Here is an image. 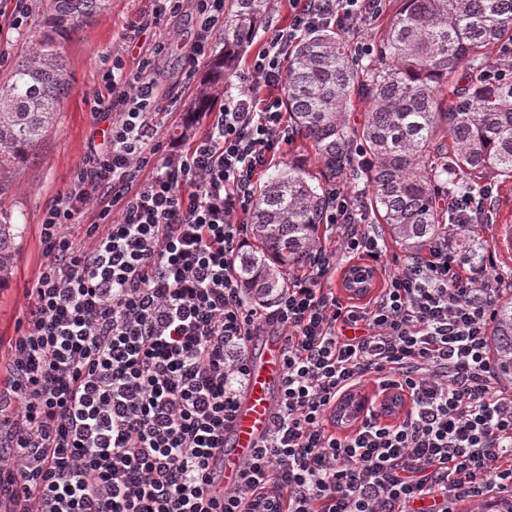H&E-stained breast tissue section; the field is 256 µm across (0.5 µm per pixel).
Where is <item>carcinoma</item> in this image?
Wrapping results in <instances>:
<instances>
[{
    "label": "carcinoma",
    "instance_id": "carcinoma-1",
    "mask_svg": "<svg viewBox=\"0 0 512 512\" xmlns=\"http://www.w3.org/2000/svg\"><path fill=\"white\" fill-rule=\"evenodd\" d=\"M109 0H52L46 31L26 61L0 86V175L17 170L54 125L66 86L59 46L107 9ZM270 0H233L224 18V46L210 60L186 108L204 112L218 96L263 25ZM512 43V0H401L360 64L348 41L319 27L293 47L284 101L292 125L314 151L285 162L259 184L247 223L253 236L239 254L238 278L250 299H274L287 272L319 241L327 189L361 168L350 146L361 145L367 205L390 240L413 253L446 231L468 261L482 241L471 225H445L437 197L444 184L463 186L476 174L512 179V80L459 84L502 43ZM369 103L362 122L344 116ZM20 225L0 210V287L12 278ZM496 372L512 383V300H501L490 335Z\"/></svg>",
    "mask_w": 512,
    "mask_h": 512
}]
</instances>
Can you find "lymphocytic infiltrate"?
<instances>
[{"mask_svg":"<svg viewBox=\"0 0 512 512\" xmlns=\"http://www.w3.org/2000/svg\"><path fill=\"white\" fill-rule=\"evenodd\" d=\"M199 27L185 79L224 28L226 0H194ZM386 0H288L289 20L247 62L236 94L191 117L199 131L163 141L153 116L174 112L150 74L167 43L101 73L94 112L112 113L102 142L45 208L48 257L11 344L12 391L0 407V512H454L512 496V386L489 333L512 272L486 243L479 263L448 236L405 256L369 304L343 302L340 264H381L387 246L359 191L329 190L300 273L266 306L245 297L236 259L258 179L295 140L283 96L286 62L315 26L344 33ZM146 181H139V174ZM456 224H486L493 189L449 192ZM86 242L69 234L88 209ZM285 340L281 401L239 485L215 491L213 463L248 383L247 348L266 330ZM374 380L409 407L397 422L367 410L351 432L329 412Z\"/></svg>","mask_w":512,"mask_h":512,"instance_id":"lymphocytic-infiltrate-1","label":"lymphocytic infiltrate"}]
</instances>
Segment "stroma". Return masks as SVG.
Wrapping results in <instances>:
<instances>
[{
  "instance_id": "obj_1",
  "label": "stroma",
  "mask_w": 512,
  "mask_h": 512,
  "mask_svg": "<svg viewBox=\"0 0 512 512\" xmlns=\"http://www.w3.org/2000/svg\"><path fill=\"white\" fill-rule=\"evenodd\" d=\"M29 16L23 32L4 62L0 63V83L6 82L13 66L28 57L44 31L49 0H28ZM153 0H112L108 12L96 17L70 39L60 52L66 68L68 92L60 104L58 119L35 147L25 166L0 189V208L7 210L22 227L16 242V261L8 286L0 288V403L15 404L11 391L10 346L25 325L30 308L28 288L37 280L47 261L40 242V222L46 206L69 184L73 171L99 140L95 133L99 118L87 100L97 89L100 71L114 56L125 55L120 39L123 28L142 26L141 39L153 43L171 34L181 36V47L160 59L151 77L160 97L181 93L185 44L196 32V13L186 0L182 14L173 21L153 23Z\"/></svg>"
}]
</instances>
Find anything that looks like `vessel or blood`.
Wrapping results in <instances>:
<instances>
[{
  "mask_svg": "<svg viewBox=\"0 0 512 512\" xmlns=\"http://www.w3.org/2000/svg\"><path fill=\"white\" fill-rule=\"evenodd\" d=\"M500 213L502 220L495 244L499 253L508 258L512 256V194L502 193ZM381 282L380 269L360 260L346 263L337 277L342 298L356 304L373 299ZM283 358V336L265 332L249 359V382L238 399L235 419L226 434L221 489H230L239 481L245 462L270 431L280 403Z\"/></svg>",
  "mask_w": 512,
  "mask_h": 512,
  "instance_id": "b4317fda",
  "label": "vessel or blood"
}]
</instances>
